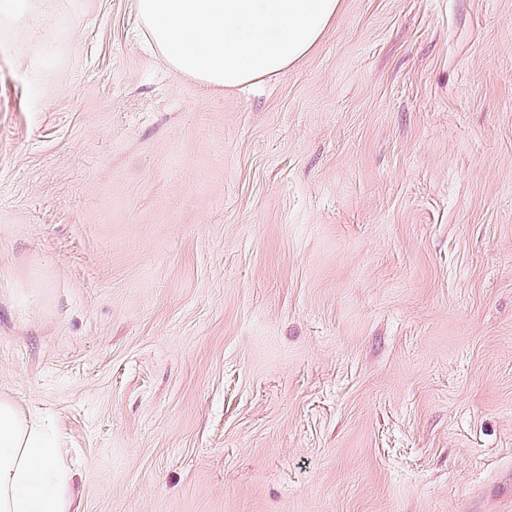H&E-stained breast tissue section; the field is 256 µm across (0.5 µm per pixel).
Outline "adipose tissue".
<instances>
[{
	"label": "adipose tissue",
	"instance_id": "adipose-tissue-1",
	"mask_svg": "<svg viewBox=\"0 0 512 512\" xmlns=\"http://www.w3.org/2000/svg\"><path fill=\"white\" fill-rule=\"evenodd\" d=\"M341 0H137L156 52L215 88H236L304 60ZM69 469L33 411L0 395V512H70Z\"/></svg>",
	"mask_w": 512,
	"mask_h": 512
}]
</instances>
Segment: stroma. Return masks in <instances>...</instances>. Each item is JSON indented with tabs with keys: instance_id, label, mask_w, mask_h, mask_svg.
<instances>
[{
	"instance_id": "stroma-1",
	"label": "stroma",
	"mask_w": 512,
	"mask_h": 512,
	"mask_svg": "<svg viewBox=\"0 0 512 512\" xmlns=\"http://www.w3.org/2000/svg\"><path fill=\"white\" fill-rule=\"evenodd\" d=\"M136 2L0 24V393L75 512H512V0L239 90Z\"/></svg>"
}]
</instances>
